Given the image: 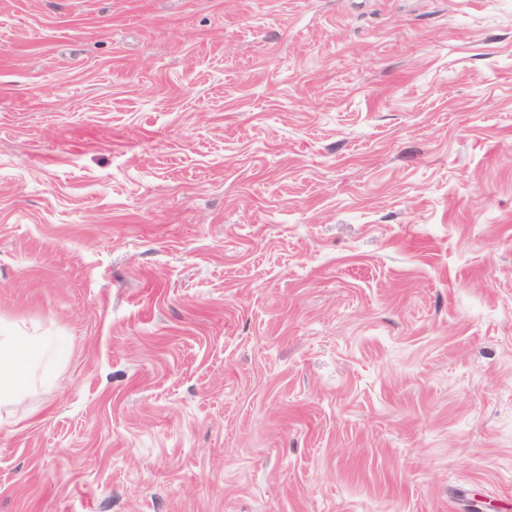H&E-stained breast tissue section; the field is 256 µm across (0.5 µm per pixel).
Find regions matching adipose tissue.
I'll return each instance as SVG.
<instances>
[{
	"label": "adipose tissue",
	"mask_w": 512,
	"mask_h": 512,
	"mask_svg": "<svg viewBox=\"0 0 512 512\" xmlns=\"http://www.w3.org/2000/svg\"><path fill=\"white\" fill-rule=\"evenodd\" d=\"M42 361L34 337L0 335V396L25 390Z\"/></svg>",
	"instance_id": "ef3b65f1"
}]
</instances>
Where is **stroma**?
<instances>
[{
  "instance_id": "obj_1",
  "label": "stroma",
  "mask_w": 512,
  "mask_h": 512,
  "mask_svg": "<svg viewBox=\"0 0 512 512\" xmlns=\"http://www.w3.org/2000/svg\"><path fill=\"white\" fill-rule=\"evenodd\" d=\"M0 512H512V0H0ZM42 361V349L33 336H2L0 330V403L3 395L25 390Z\"/></svg>"
}]
</instances>
